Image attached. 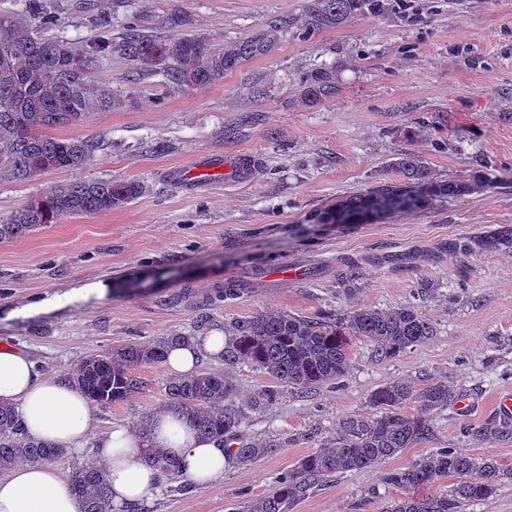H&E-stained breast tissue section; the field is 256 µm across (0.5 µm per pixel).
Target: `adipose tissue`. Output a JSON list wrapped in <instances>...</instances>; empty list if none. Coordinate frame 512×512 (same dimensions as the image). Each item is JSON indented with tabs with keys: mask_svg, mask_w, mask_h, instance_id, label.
I'll use <instances>...</instances> for the list:
<instances>
[{
	"mask_svg": "<svg viewBox=\"0 0 512 512\" xmlns=\"http://www.w3.org/2000/svg\"><path fill=\"white\" fill-rule=\"evenodd\" d=\"M223 348L222 334L200 336L190 346L172 348L165 367L175 376L188 374L200 357L218 356ZM0 401L12 404L29 437L69 452L81 451L93 430L92 407L80 390L40 373L26 353L11 347H0ZM142 443L136 429L124 424L97 440L94 457L107 471L113 505L150 500L157 489L161 472L141 457ZM146 443L177 459L183 476L198 487L223 478L230 466L220 441L197 438L187 420L166 413L154 417ZM0 512H83V507L62 463L22 462L0 475Z\"/></svg>",
	"mask_w": 512,
	"mask_h": 512,
	"instance_id": "adipose-tissue-1",
	"label": "adipose tissue"
}]
</instances>
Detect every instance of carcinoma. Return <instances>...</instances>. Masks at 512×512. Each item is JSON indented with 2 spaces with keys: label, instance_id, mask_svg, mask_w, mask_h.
<instances>
[{
  "label": "carcinoma",
  "instance_id": "carcinoma-1",
  "mask_svg": "<svg viewBox=\"0 0 512 512\" xmlns=\"http://www.w3.org/2000/svg\"><path fill=\"white\" fill-rule=\"evenodd\" d=\"M385 0H311L302 25L304 33L345 24L385 11ZM30 22L0 13V176L24 182L47 171L87 164L100 141L94 137H57L51 130L79 120L91 109H110L120 98L104 83L93 84L91 75L101 60L120 55L139 65L137 76L161 73L176 87L211 85L242 62L269 54L274 42L258 33L229 47L213 44L199 35L150 36L134 25L119 34L103 27L74 52L48 35L57 24L43 0H24ZM336 94L332 70L321 68L307 75L304 95L312 100ZM396 181H380L368 191L342 198L312 216L315 224L374 212L379 215L419 207L433 198H461L492 183L484 170L464 180L434 177L422 156L404 152L391 163ZM142 192L135 181L79 180L52 188L0 222V242L17 239L65 215L99 213L124 204ZM435 327L413 303L388 309L356 308L340 315L310 318L282 311L259 312L224 328V365H249L303 393L339 381L350 363L351 341L362 338L382 359L399 356L434 335ZM190 337L169 336L153 343L128 344L111 352L92 354L74 366L68 376L92 404H110L141 390L136 368L165 361L173 347ZM456 394L444 382L418 387L394 381L371 392L369 415L354 413L339 424L329 445L304 456L298 465L280 475L270 492L247 505V512H289L322 482L348 472L371 469L433 433L436 411L454 403ZM416 412L404 411L408 403ZM163 409L187 416L198 435L214 438L228 448L227 457L248 465L271 454V444L248 442L240 429L246 412L234 400V385L222 373L202 370L172 378L165 388ZM466 433L493 439L512 435L508 423L486 422ZM143 457L161 471L176 474L179 463L157 448L140 449ZM65 450L34 442L24 433L14 408L0 404V471L21 459L52 462ZM456 482L446 493L420 496L413 491L441 477ZM512 472L496 460L476 457L454 448H434L411 466L387 472L382 481L406 491L386 512H463L497 494ZM73 490L83 512H112V491L105 472L97 466L76 471Z\"/></svg>",
  "mask_w": 512,
  "mask_h": 512
}]
</instances>
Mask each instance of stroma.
<instances>
[{
	"label": "stroma",
	"instance_id": "obj_1",
	"mask_svg": "<svg viewBox=\"0 0 512 512\" xmlns=\"http://www.w3.org/2000/svg\"><path fill=\"white\" fill-rule=\"evenodd\" d=\"M59 22L51 34L80 49L109 21L135 19L165 36L171 13L185 31L233 45L290 21L266 56L243 62L222 81L177 88L162 76L132 81L134 62L112 56L92 75L121 103L58 128L60 137L100 138L90 164L34 180H0V219L52 187L79 180L136 181L143 191L101 213L78 214L0 242V344L27 352L41 371L62 377L85 356L182 334L206 336L255 313L314 317L360 307L412 302L435 326L428 341L381 360L361 339L338 387L299 393L280 384L278 400L249 410L272 380L247 365L228 370L236 400L248 409L246 439L275 450L196 489L164 478L147 512H234L264 497L277 477L323 447L346 415L366 409L379 386L405 379L445 381L467 408L437 411L433 434L383 461L322 483L290 512H384L400 490L384 473L411 466L433 448L489 456L512 471V436H464L495 418L512 392V0H393L384 12L302 34L308 0H47ZM333 68L337 94L304 96L302 79ZM262 87L264 97L253 95ZM410 151L435 177L463 180L483 158L492 187L434 199L361 224H314L337 197L396 179L389 163ZM253 156L247 175L179 173L214 157ZM273 255L285 273L259 276L249 293L210 300L216 284L242 276ZM354 262L361 279L339 292L336 274ZM429 283L418 298L420 283ZM144 386L127 399L93 408L96 434L133 425L158 410L169 375L139 367ZM94 438L67 457L70 470L93 463Z\"/></svg>",
	"mask_w": 512,
	"mask_h": 512
}]
</instances>
